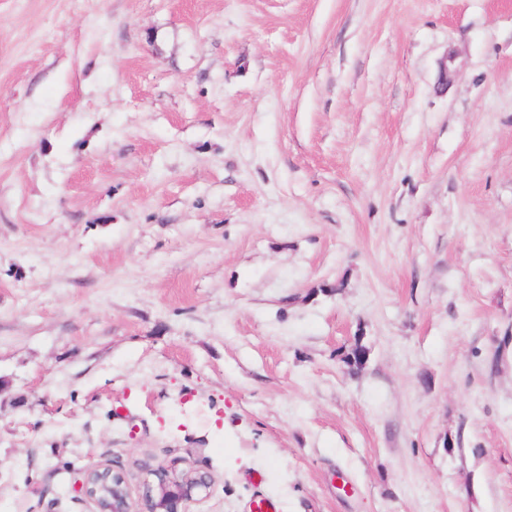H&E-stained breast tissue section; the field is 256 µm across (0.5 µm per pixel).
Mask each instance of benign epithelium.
<instances>
[{"instance_id": "obj_1", "label": "benign epithelium", "mask_w": 512, "mask_h": 512, "mask_svg": "<svg viewBox=\"0 0 512 512\" xmlns=\"http://www.w3.org/2000/svg\"><path fill=\"white\" fill-rule=\"evenodd\" d=\"M150 474L154 481L136 504L124 473L109 465L83 472L81 492L96 512H188V505L206 495L211 486L209 474L196 470L176 475L158 465Z\"/></svg>"}]
</instances>
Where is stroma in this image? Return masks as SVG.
<instances>
[{"mask_svg":"<svg viewBox=\"0 0 512 512\" xmlns=\"http://www.w3.org/2000/svg\"><path fill=\"white\" fill-rule=\"evenodd\" d=\"M103 464L512 512V0H0V512Z\"/></svg>","mask_w":512,"mask_h":512,"instance_id":"stroma-1","label":"stroma"}]
</instances>
